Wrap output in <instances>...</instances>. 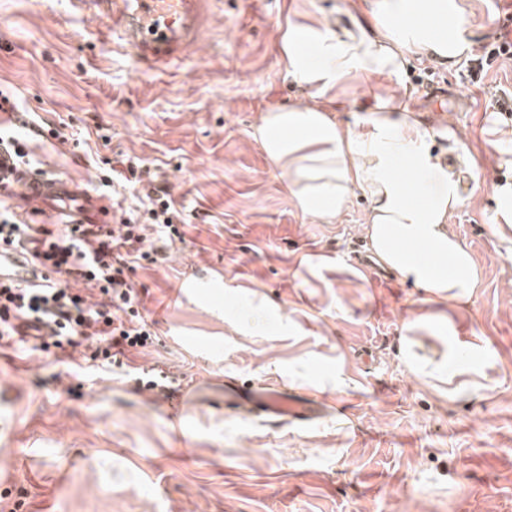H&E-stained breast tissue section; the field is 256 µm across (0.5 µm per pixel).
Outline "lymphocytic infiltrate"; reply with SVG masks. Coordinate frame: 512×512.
<instances>
[{"label":"lymphocytic infiltrate","instance_id":"obj_1","mask_svg":"<svg viewBox=\"0 0 512 512\" xmlns=\"http://www.w3.org/2000/svg\"><path fill=\"white\" fill-rule=\"evenodd\" d=\"M120 217L115 228L103 232L96 224H21L0 211V244L10 245L22 235H36L43 250L36 257L47 275L35 286H0V346L10 345L16 323L28 320L52 330L51 341L40 349L81 346L94 340L90 361L111 364L113 355L145 347L152 333L136 309L138 294L124 277L125 269L141 259L165 260L163 248L147 245L145 224L151 223L167 241L180 237L181 212L168 188L157 187L137 196L135 204L112 202ZM82 280L107 300L97 304L73 292L70 283Z\"/></svg>","mask_w":512,"mask_h":512}]
</instances>
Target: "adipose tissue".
Wrapping results in <instances>:
<instances>
[{"label":"adipose tissue","instance_id":"obj_1","mask_svg":"<svg viewBox=\"0 0 512 512\" xmlns=\"http://www.w3.org/2000/svg\"><path fill=\"white\" fill-rule=\"evenodd\" d=\"M467 32L456 0H372L349 30L316 17L286 22L282 63L306 99L262 113L256 127L296 209L331 224L353 196L365 197L364 231L377 263L400 282L425 289L434 302L470 300L478 274L448 224L463 199L427 146L429 130L389 99L363 105L349 127L331 117L329 105L358 83L399 75L408 58L455 60L469 47ZM405 328L448 331L441 360L421 359L404 346L403 360L415 376L447 381L462 374L474 354L446 313L415 316Z\"/></svg>","mask_w":512,"mask_h":512}]
</instances>
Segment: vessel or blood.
Segmentation results:
<instances>
[{
	"label": "vessel or blood",
	"mask_w": 512,
	"mask_h": 512,
	"mask_svg": "<svg viewBox=\"0 0 512 512\" xmlns=\"http://www.w3.org/2000/svg\"><path fill=\"white\" fill-rule=\"evenodd\" d=\"M74 10L103 20L106 34L131 50L147 70H161L182 60L197 42L211 0H70ZM0 194L31 208L51 207L70 224L112 225L108 200L61 177H49L18 167L12 149L0 145ZM33 248L0 246V283L37 285L42 270L33 259ZM185 288H203L215 297L224 295V278L182 277ZM229 401L243 417L289 418L306 422L320 405L306 395H298L266 384L243 388L225 386Z\"/></svg>",
	"instance_id": "b4317fda"
}]
</instances>
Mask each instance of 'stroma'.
Instances as JSON below:
<instances>
[{"label": "stroma", "instance_id": "1", "mask_svg": "<svg viewBox=\"0 0 512 512\" xmlns=\"http://www.w3.org/2000/svg\"><path fill=\"white\" fill-rule=\"evenodd\" d=\"M470 53L491 47L497 0H457ZM350 0H217L187 57L151 72L97 36L69 0H0V88L26 119L70 118L88 148L30 134L47 175L102 192L109 160L139 158L182 207L184 242L127 277L153 334L112 366L15 345L0 350V512H512V254L491 226L512 169L491 141L512 142V60L483 73L466 59H413L400 77L341 98V124L374 95L412 94L432 154L478 172L449 222L480 283L448 302L463 342L479 346L483 387L449 392L416 379L400 349L423 289L349 254L366 243L367 202L333 224L302 214L255 137L262 112L301 99L280 63L288 10L350 26ZM340 258L309 274L304 258ZM222 271L223 302H171L192 268ZM264 324L235 326L256 302ZM188 388L181 419L155 366ZM346 384L336 387L337 373ZM266 382L322 401L305 424L241 417L224 382Z\"/></svg>", "mask_w": 512, "mask_h": 512}]
</instances>
